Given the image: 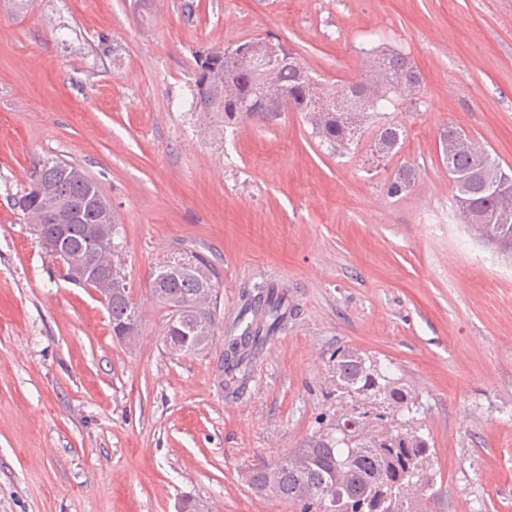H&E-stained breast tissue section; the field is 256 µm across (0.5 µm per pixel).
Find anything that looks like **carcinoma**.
Instances as JSON below:
<instances>
[{
    "instance_id": "cac0c4a2",
    "label": "carcinoma",
    "mask_w": 512,
    "mask_h": 512,
    "mask_svg": "<svg viewBox=\"0 0 512 512\" xmlns=\"http://www.w3.org/2000/svg\"><path fill=\"white\" fill-rule=\"evenodd\" d=\"M271 42L250 40L233 47L207 48L196 54V104L203 112L224 113V128L258 118L273 121L280 113L271 109L259 88L255 57L267 52ZM276 55L268 61L274 71L275 89L287 99L288 109L300 112L320 145L336 155H345L351 147L367 140L365 161L379 166L393 157L406 133L404 124L389 116V110L403 103V91L419 90L422 78L404 53L368 50L376 59L378 74L372 78L379 94L368 96L365 85L372 79L344 83L327 88L314 81L296 54L284 44H275ZM469 135L454 124L442 128L438 136L439 153L448 173L458 175L460 187L453 197L464 195L467 210L486 217L505 219L499 224L470 225L474 240L512 253V184L503 181L505 169L488 150L465 145ZM66 164L47 162L36 169L31 182L43 196L22 193L18 207L42 223L50 218L45 198L79 199L97 184L85 174L63 173ZM414 172L406 167L387 184V194L406 192ZM115 214L97 213L87 223L69 224L71 249L84 252L87 243L97 237L96 229L118 236ZM122 242L112 250L98 252L95 261L101 274L81 287L105 291L109 288L102 272L110 265L122 267ZM151 293L168 309L166 336L169 344L183 353L204 351L214 337L217 309L220 306L218 273L202 257L177 259L158 267L151 275ZM106 307L112 334L120 339L137 330L138 310L130 299L129 288H114ZM288 300L277 288H256L249 306L251 319L241 335L225 344L219 367L220 381L236 376L230 387L242 392L250 378L254 355L287 317ZM338 418L344 406L357 405V413L342 425L362 432L351 448L344 447L331 434L332 421L292 452L297 464L282 458L272 467H260L250 474V483L259 493L270 494L300 505V512H414L412 499L423 488L417 474L430 464L429 439L419 434L414 415L421 408L418 398L402 379L392 375L379 362L358 352L341 350L333 363Z\"/></svg>"
}]
</instances>
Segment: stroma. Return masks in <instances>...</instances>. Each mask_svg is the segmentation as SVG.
<instances>
[{"instance_id": "stroma-1", "label": "stroma", "mask_w": 512, "mask_h": 512, "mask_svg": "<svg viewBox=\"0 0 512 512\" xmlns=\"http://www.w3.org/2000/svg\"><path fill=\"white\" fill-rule=\"evenodd\" d=\"M276 37L323 85L361 47L422 76L398 154L319 146L300 113L225 131L198 111L195 55ZM455 124L512 167V0H0V512H300L249 473L334 410L333 356L354 350L416 391L433 481L415 512H512V261L455 215L438 131ZM62 162L95 181L121 227L139 311L112 335L91 288L60 275L14 205ZM408 192L385 185L403 166ZM201 256L222 292L208 349L165 343L150 276ZM298 308L228 396L217 365L249 294Z\"/></svg>"}]
</instances>
